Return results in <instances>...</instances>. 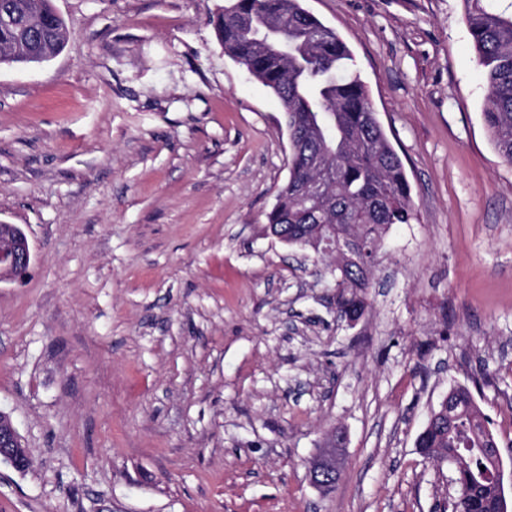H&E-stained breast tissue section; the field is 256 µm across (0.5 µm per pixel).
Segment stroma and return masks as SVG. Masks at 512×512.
Returning a JSON list of instances; mask_svg holds the SVG:
<instances>
[{
	"instance_id": "stroma-1",
	"label": "stroma",
	"mask_w": 512,
	"mask_h": 512,
	"mask_svg": "<svg viewBox=\"0 0 512 512\" xmlns=\"http://www.w3.org/2000/svg\"><path fill=\"white\" fill-rule=\"evenodd\" d=\"M304 4L351 49L417 214L354 323L327 260L264 232L288 132L217 39L224 0H52L62 51L0 65V220L34 254L0 284V412L32 460L0 463V512H452L415 442L459 386L512 473V165L462 0ZM342 436L336 431L331 432L324 442V448L312 458L309 464V473L313 485L317 488H327L337 479L341 464L342 454L339 455L336 447L341 444Z\"/></svg>"
}]
</instances>
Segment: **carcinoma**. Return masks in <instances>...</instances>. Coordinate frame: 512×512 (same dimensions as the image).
I'll return each instance as SVG.
<instances>
[{"label":"carcinoma","mask_w":512,"mask_h":512,"mask_svg":"<svg viewBox=\"0 0 512 512\" xmlns=\"http://www.w3.org/2000/svg\"><path fill=\"white\" fill-rule=\"evenodd\" d=\"M462 2L486 86L483 120L500 157L512 164V0ZM8 14L27 15L31 25L0 24V65L38 62L68 41V29L51 0H0V16ZM213 24L225 52L277 97L288 130L290 174L267 223L309 251L306 225H356L361 264L337 257L331 274L336 307L346 316L361 317L385 230L411 223L414 212L404 165L376 120L364 81L350 67L349 47L306 11L302 0H225ZM283 40L288 41L286 57L278 52ZM317 161L336 171V182L328 186L316 221L308 216L298 185L315 175ZM489 424L471 391L456 387L420 438L435 461L453 466V508L458 512L469 507L463 498L471 487L493 497L494 459L488 448L496 440Z\"/></svg>","instance_id":"obj_1"}]
</instances>
